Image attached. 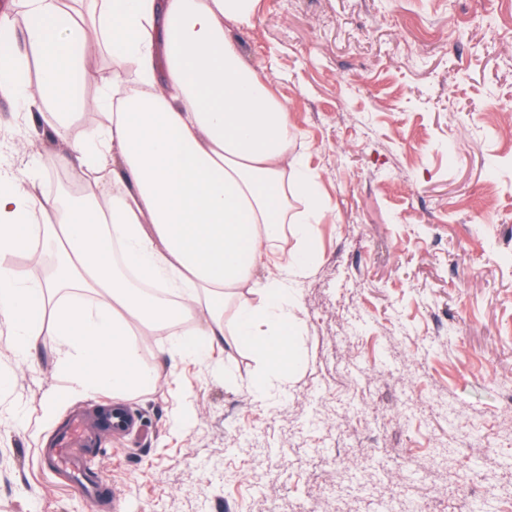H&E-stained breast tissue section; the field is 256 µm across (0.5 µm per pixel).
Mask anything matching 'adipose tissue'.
Returning a JSON list of instances; mask_svg holds the SVG:
<instances>
[{"instance_id":"obj_1","label":"adipose tissue","mask_w":512,"mask_h":512,"mask_svg":"<svg viewBox=\"0 0 512 512\" xmlns=\"http://www.w3.org/2000/svg\"><path fill=\"white\" fill-rule=\"evenodd\" d=\"M256 0H24L0 32L25 51L0 48V97L18 117L50 107L65 137L81 107L75 79L97 83L103 119L70 145V197L42 191L40 177L0 166V322L18 355L29 353L53 309L57 368L74 392L113 401L154 390L142 339L189 325L173 353L206 360L224 342V304L234 335L262 370L254 400H274L301 363L298 279L318 251L310 224L289 223L288 197L309 195L289 151L287 101L246 64L224 27L246 21ZM114 69L87 67L100 48ZM42 76H27V49ZM59 255L56 278L37 262L7 263L25 239ZM295 238L298 247L284 254ZM274 265L259 280L256 268Z\"/></svg>"}]
</instances>
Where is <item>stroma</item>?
I'll use <instances>...</instances> for the list:
<instances>
[{
  "label": "stroma",
  "instance_id": "35a3bbf8",
  "mask_svg": "<svg viewBox=\"0 0 512 512\" xmlns=\"http://www.w3.org/2000/svg\"><path fill=\"white\" fill-rule=\"evenodd\" d=\"M290 102L291 150L322 199L319 250L296 285L303 365L275 403L225 342L171 358L123 399L142 419L104 437L120 512H468L467 475L512 506V0H258L227 23ZM49 110L0 159L52 174ZM56 337L19 359L0 325V512H97L37 450L63 420L111 402L66 393Z\"/></svg>",
  "mask_w": 512,
  "mask_h": 512
}]
</instances>
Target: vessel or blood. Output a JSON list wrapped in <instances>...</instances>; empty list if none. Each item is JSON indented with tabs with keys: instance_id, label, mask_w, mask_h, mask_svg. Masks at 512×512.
I'll use <instances>...</instances> for the list:
<instances>
[{
	"instance_id": "obj_1",
	"label": "vessel or blood",
	"mask_w": 512,
	"mask_h": 512,
	"mask_svg": "<svg viewBox=\"0 0 512 512\" xmlns=\"http://www.w3.org/2000/svg\"><path fill=\"white\" fill-rule=\"evenodd\" d=\"M140 425V417L126 408H109L97 432L88 427L84 414H73L57 430L50 444L41 449L42 462L93 503H100L110 489V482L101 469L91 466L86 449L99 447L101 432L131 433Z\"/></svg>"
}]
</instances>
